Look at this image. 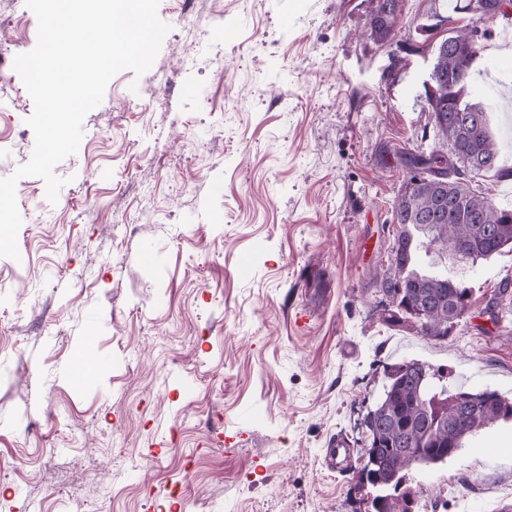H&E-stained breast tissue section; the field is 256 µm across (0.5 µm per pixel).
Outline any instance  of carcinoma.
Wrapping results in <instances>:
<instances>
[{
  "label": "carcinoma",
  "mask_w": 512,
  "mask_h": 512,
  "mask_svg": "<svg viewBox=\"0 0 512 512\" xmlns=\"http://www.w3.org/2000/svg\"><path fill=\"white\" fill-rule=\"evenodd\" d=\"M497 0H485L486 12L471 27L448 30L436 51L433 70L441 75L458 69L472 74L481 41L491 35L488 25L510 20L496 12ZM400 0H382L371 19V35L397 44ZM469 80L436 85L444 103L433 124L435 136L453 146V160L440 149L405 159L409 190L391 206L390 223L400 225L394 239L390 268L379 279L387 298L386 322L405 327L417 336L445 339L471 309L472 288L443 273L423 274L412 268L420 253H450L460 260L486 259L512 248V210L495 205L475 184V176L491 171L512 177V169L498 168L499 150L487 127V115L468 100ZM512 302V283L503 282L488 310L493 320ZM422 306L427 318L417 322ZM385 382L361 426L369 434L372 456L359 471L360 483L372 489L373 512H414L415 499L405 489L408 471L445 463L464 440L501 420H512V401L496 391L480 393L478 407L458 403L463 387L451 388L443 376L418 359L386 367Z\"/></svg>",
  "instance_id": "1"
}]
</instances>
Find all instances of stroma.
<instances>
[{
    "label": "stroma",
    "instance_id": "obj_1",
    "mask_svg": "<svg viewBox=\"0 0 512 512\" xmlns=\"http://www.w3.org/2000/svg\"><path fill=\"white\" fill-rule=\"evenodd\" d=\"M379 0H160L143 75L109 82L78 150L16 185L0 257V512H367L360 423L385 365L419 359L512 398V316L486 313L512 251L450 276L473 290L448 338L387 324L402 159L438 140L425 107L442 35L402 0L411 46L374 40ZM204 16L191 33L181 13ZM0 43H37L10 0ZM469 82L512 167V21ZM34 103L0 67V178L33 153ZM351 450L329 469L335 440ZM418 512L512 503V421L413 471Z\"/></svg>",
    "mask_w": 512,
    "mask_h": 512
}]
</instances>
